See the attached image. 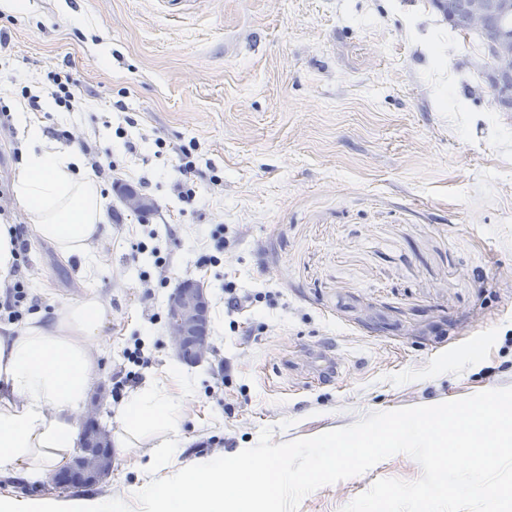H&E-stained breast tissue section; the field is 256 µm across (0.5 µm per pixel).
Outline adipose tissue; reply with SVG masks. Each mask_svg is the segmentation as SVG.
<instances>
[{
    "instance_id": "obj_1",
    "label": "adipose tissue",
    "mask_w": 512,
    "mask_h": 512,
    "mask_svg": "<svg viewBox=\"0 0 512 512\" xmlns=\"http://www.w3.org/2000/svg\"><path fill=\"white\" fill-rule=\"evenodd\" d=\"M14 125L27 146L13 181L20 219L62 261L75 258L93 270L107 221L101 183L81 153L48 142L28 113H15ZM111 317L108 299L95 294L61 304L49 322L0 336V472L34 483L68 465L80 445L78 424L107 352L103 329ZM190 404L182 369L172 361L163 378L146 382L116 413L117 447L159 438L140 466L142 502L151 512H258L273 488L288 483L287 467L271 468L268 458L244 467L220 456L159 477L173 462Z\"/></svg>"
}]
</instances>
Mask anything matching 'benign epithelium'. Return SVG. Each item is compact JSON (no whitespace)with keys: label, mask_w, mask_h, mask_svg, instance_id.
Wrapping results in <instances>:
<instances>
[{"label":"benign epithelium","mask_w":512,"mask_h":512,"mask_svg":"<svg viewBox=\"0 0 512 512\" xmlns=\"http://www.w3.org/2000/svg\"><path fill=\"white\" fill-rule=\"evenodd\" d=\"M435 4L456 29L483 39L486 52L482 65L491 104L500 112H511L512 33L498 25L495 18L512 13V0H435ZM118 195L122 206L131 213L146 215L157 209L154 199L131 186L118 188ZM209 312V295L198 281H184L169 295L167 336L175 354L181 356L188 350L196 364L209 359L212 345L209 337L200 332ZM96 413V408L89 407L81 422L83 451L75 463L86 474L103 476L112 469V446L107 431L100 429L90 435L91 427L97 424Z\"/></svg>","instance_id":"benign-epithelium-1"}]
</instances>
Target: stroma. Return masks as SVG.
<instances>
[{
  "instance_id": "1",
  "label": "stroma",
  "mask_w": 512,
  "mask_h": 512,
  "mask_svg": "<svg viewBox=\"0 0 512 512\" xmlns=\"http://www.w3.org/2000/svg\"><path fill=\"white\" fill-rule=\"evenodd\" d=\"M0 36L11 111L49 98L61 70L76 82L80 111L33 118L98 165L106 262L80 273L27 227L25 273L43 317L110 299L92 387L112 434L113 408L175 358L166 302L185 279L209 292L213 354L182 367L194 408L179 467L235 455L265 427L278 444L512 387V119L490 102L477 39L431 0H29L0 11ZM19 144L0 128V224L16 221ZM180 146L205 174L190 201ZM119 185L157 209L128 212ZM230 282L248 307L227 309ZM138 345L149 364L126 360ZM325 351L347 367L340 383L306 370ZM152 451L116 450L111 475L79 490L1 477L0 497L143 512L134 463ZM420 474L396 454L298 512H340L377 479Z\"/></svg>"
}]
</instances>
